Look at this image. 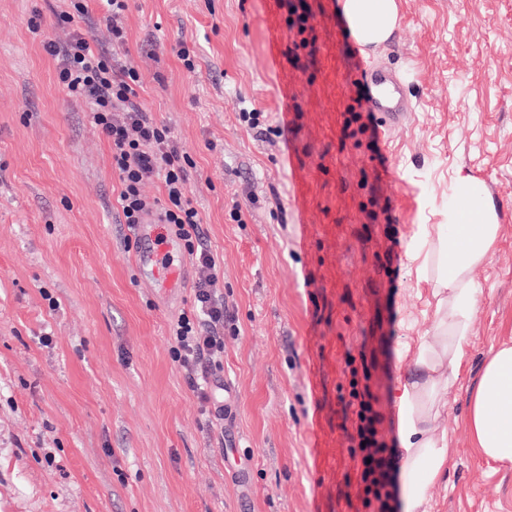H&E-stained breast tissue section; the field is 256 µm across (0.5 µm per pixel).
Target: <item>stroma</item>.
<instances>
[{
    "label": "stroma",
    "mask_w": 512,
    "mask_h": 512,
    "mask_svg": "<svg viewBox=\"0 0 512 512\" xmlns=\"http://www.w3.org/2000/svg\"><path fill=\"white\" fill-rule=\"evenodd\" d=\"M307 2L314 53L296 64L280 0H129L121 44L93 2L66 24L65 0H0V512H369L349 365L367 362L378 438L398 448L404 347L435 311L411 254L435 245L461 171L500 229L473 273L482 301L427 512H512V469L480 460L467 430L468 388L512 336V0H398L373 52L340 0ZM79 31L137 69V102L193 160L232 317L210 416L170 356L195 268L171 250L172 295L138 268L111 145L42 49ZM377 64L403 87L395 124L353 119Z\"/></svg>",
    "instance_id": "obj_1"
}]
</instances>
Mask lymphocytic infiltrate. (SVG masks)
<instances>
[{
    "instance_id": "lymphocytic-infiltrate-1",
    "label": "lymphocytic infiltrate",
    "mask_w": 512,
    "mask_h": 512,
    "mask_svg": "<svg viewBox=\"0 0 512 512\" xmlns=\"http://www.w3.org/2000/svg\"><path fill=\"white\" fill-rule=\"evenodd\" d=\"M44 50L57 58L58 80L90 107L95 124L112 146V170L120 180L118 204L124 224L136 229L151 210L143 193L146 182L158 178L164 185L160 220L174 228L196 269L191 312L181 313L170 325L173 361L185 367L189 384L201 403L211 401L208 375L224 367V298L219 291L217 263L203 243L199 214L188 196L190 155L133 102L139 73L116 68L111 53L99 50L84 34L66 46L47 41ZM353 423L352 442L360 459L359 477L365 503H377L378 512H393L392 449L377 439V413L368 384L352 375L344 401Z\"/></svg>"
}]
</instances>
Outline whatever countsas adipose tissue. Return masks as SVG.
<instances>
[{"label": "adipose tissue", "mask_w": 512, "mask_h": 512, "mask_svg": "<svg viewBox=\"0 0 512 512\" xmlns=\"http://www.w3.org/2000/svg\"><path fill=\"white\" fill-rule=\"evenodd\" d=\"M341 11L363 46L386 43L398 20L396 0H342ZM458 184L461 195L448 214L449 224L420 268L438 318L414 349L395 398L404 512H424L428 492L446 465L448 433L440 419L448 409V392L460 378L478 303L471 274L492 252L499 230L493 205L478 191L479 180L466 173ZM468 432L482 459L512 467V340L489 353L469 390Z\"/></svg>", "instance_id": "adipose-tissue-1"}]
</instances>
